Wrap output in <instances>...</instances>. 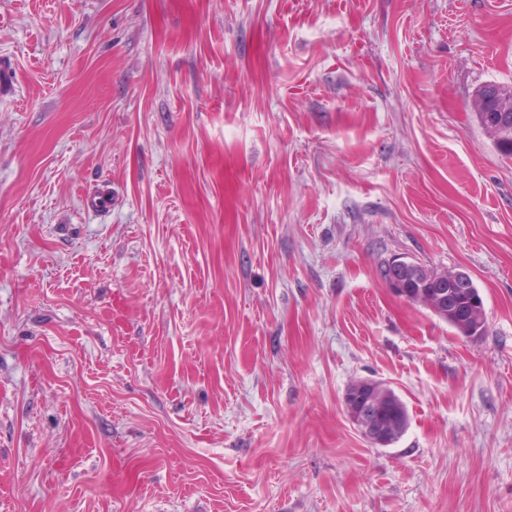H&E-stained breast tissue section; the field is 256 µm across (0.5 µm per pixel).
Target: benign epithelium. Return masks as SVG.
<instances>
[{
    "label": "benign epithelium",
    "mask_w": 512,
    "mask_h": 512,
    "mask_svg": "<svg viewBox=\"0 0 512 512\" xmlns=\"http://www.w3.org/2000/svg\"><path fill=\"white\" fill-rule=\"evenodd\" d=\"M483 95L488 102V111L502 112L503 125H508L512 118L506 113L512 112V98L501 95L497 89H485ZM388 272V282L393 285V295L409 299L415 293V289L406 287L405 277L413 273L423 278L419 283L420 288L427 289V292L435 296V306L432 311L443 321L453 323L458 319L460 307L457 302L458 289L467 291L469 304L478 303L480 294L474 288V281L471 275L465 271H456L448 277V283H440L429 280L428 272L422 264L415 261H408L402 257L394 258L385 266ZM388 385L374 379H359L354 383V389L346 390L344 404L347 417L357 431L368 443L375 447L386 448L395 443L393 434L404 427V416L400 409H395V417L384 421L371 408V402L367 396L377 391L383 392Z\"/></svg>",
    "instance_id": "obj_1"
}]
</instances>
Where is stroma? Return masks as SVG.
I'll return each mask as SVG.
<instances>
[{
    "label": "stroma",
    "mask_w": 512,
    "mask_h": 512,
    "mask_svg": "<svg viewBox=\"0 0 512 512\" xmlns=\"http://www.w3.org/2000/svg\"><path fill=\"white\" fill-rule=\"evenodd\" d=\"M0 59V512H512V0H0ZM487 86H494L497 89H484ZM485 84L481 86L474 95V104L476 108V120L495 138L499 150L506 157H512V134L505 135L497 124L493 123L488 118V112H510L512 113V98L511 96H502L498 89L508 90L511 87ZM483 89V95L488 102V111L484 112V100L480 90ZM388 272L387 282L391 283L394 287L389 288L393 295L405 300L413 296L417 292L414 288H406V281L404 278L409 273H414L415 276L426 278L427 280L419 282V292L422 293L427 291L435 296V306L433 297L423 293L412 302L419 303L425 307L430 308L441 320L453 323L458 319L460 314V307L457 302L458 288L467 290L469 304L477 305L480 294L478 289L473 288L474 281L471 275L465 271L451 272V276L448 277V273H438L434 270L433 278L442 279L448 283V288L444 283L431 281L432 278L428 272L423 268L422 264L415 261L404 260L403 257L394 258L387 262L385 266ZM429 287V288H428ZM423 288H427L423 290ZM353 390H346L344 404L347 417L357 431L372 446L386 448L395 443L392 434H397L404 426V416L399 407L395 408V417L383 421L371 408L367 396L377 391L386 394L385 389L390 388L382 381L374 379H357ZM391 389V388H390Z\"/></svg>",
    "instance_id": "obj_1"
}]
</instances>
